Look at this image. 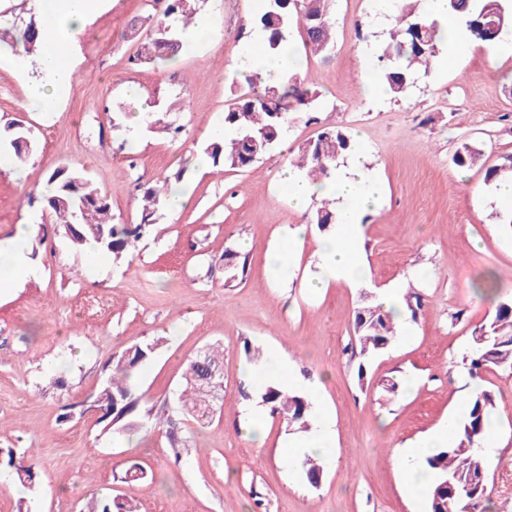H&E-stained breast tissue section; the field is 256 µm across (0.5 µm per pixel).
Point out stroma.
<instances>
[{
  "label": "stroma",
  "instance_id": "1",
  "mask_svg": "<svg viewBox=\"0 0 512 512\" xmlns=\"http://www.w3.org/2000/svg\"><path fill=\"white\" fill-rule=\"evenodd\" d=\"M262 0H205L201 18L212 30L198 47L162 67L134 65L137 43L127 27L150 14L148 0H112L77 39L76 81L49 112L23 101L31 74L0 66V127H31L36 148L24 166L0 170V239L35 216L24 244L35 274L0 294V448L31 449L40 474L36 495L0 468V512H17L35 497L42 512H80L112 493L138 512H421L400 480L394 451L444 423L474 389L496 396V447L487 453L492 487L488 512H512V370L473 378L463 360L476 326L512 298V203L499 201L485 167L512 161V50L473 44L448 71L431 75L406 96L365 95L364 48L383 46L397 5L384 0H334V45L328 56L299 54L293 68L303 86L321 92L314 123L294 121L284 139L249 169L199 170L188 158L209 141L239 94L247 92L242 49ZM143 90L154 111L183 131L179 137L131 130L136 112L123 93ZM350 131L364 166L384 183L366 215L364 248L370 283L308 289L321 272L323 235L286 199L285 172L304 142L326 128ZM464 143L484 154V168L453 162ZM90 177L108 193L115 221L136 224L148 183L182 172L189 207L165 208L149 236L116 261L103 258L101 281L82 277V252L63 236L55 215L29 205L55 167ZM305 225L293 239L296 225ZM291 241L290 269L277 274L274 250ZM248 257L244 280H229L224 253ZM498 280L497 299L473 284L485 272ZM413 283L422 307L409 333L385 353L362 359L352 316L377 301L390 283ZM161 340L140 369L145 406L172 415L188 441L174 455L165 427L145 421L130 436L102 433L96 413L63 419L64 408L95 392L104 365L130 343ZM224 346V404L209 424H184L181 374L205 347ZM287 355L304 381H321L336 420L324 473L311 486L301 457L286 455L296 434L268 416L263 442L238 425L242 406L261 403L264 386L248 349ZM399 381L397 395L384 380ZM138 465L143 480L121 475Z\"/></svg>",
  "mask_w": 512,
  "mask_h": 512
}]
</instances>
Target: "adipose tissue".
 I'll use <instances>...</instances> for the list:
<instances>
[{
    "mask_svg": "<svg viewBox=\"0 0 512 512\" xmlns=\"http://www.w3.org/2000/svg\"><path fill=\"white\" fill-rule=\"evenodd\" d=\"M40 53L37 57L14 56L15 65L24 70L43 73L40 81L27 88V109L49 111L53 104L73 85L77 61L71 53L76 36L105 9L106 0H41ZM428 11L439 23V36L447 48L446 56L437 58L435 68H444L465 51L468 44L457 16L448 14L446 0H428ZM288 202L296 210H305L315 199L334 200L339 215L332 237L322 240L318 250L323 257L324 273L316 280L319 288L336 281L349 286L369 282L371 268L361 247L363 221L368 209L375 205L381 182L376 175L365 173L359 163L343 167L333 180L310 183L286 174ZM34 223L18 225L14 236L0 240V290L17 286L28 279L31 269L22 255L21 241L32 236ZM335 420L323 403L315 405V422L302 439L289 442V453L311 454L324 449L335 436Z\"/></svg>",
    "mask_w": 512,
    "mask_h": 512,
    "instance_id": "adipose-tissue-1",
    "label": "adipose tissue"
}]
</instances>
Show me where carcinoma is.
<instances>
[{
    "mask_svg": "<svg viewBox=\"0 0 512 512\" xmlns=\"http://www.w3.org/2000/svg\"><path fill=\"white\" fill-rule=\"evenodd\" d=\"M200 0H150L158 12V20L149 33L142 35L131 28L130 37L138 42L133 62L165 64L184 49L181 34L196 19ZM327 0H265V7L254 19V27L266 36L267 51L277 57L288 53L293 22L303 25L302 49L310 54H323L331 46L332 22ZM448 13L459 16L465 34L471 42H489L487 30L480 22L512 28V0H447ZM16 44L34 54L38 51L39 25L30 20L19 31ZM442 43L438 24L425 17L422 7L400 9L396 30L390 41L377 53L376 67L387 90L394 96L405 95L419 79L428 76L432 61L439 56ZM320 94L301 86L291 69H283L280 77L255 72L250 78V91L239 95L233 107L224 112V129L228 135L214 138L203 148V153L214 167L245 170L258 162L281 140L289 129V114L308 112ZM143 126L150 130H173L179 127L165 121L158 112L143 115ZM9 145L18 160L29 157L34 149L32 130L11 122L0 128V143ZM354 148L352 136L343 129H326L315 139L298 149L293 167L302 179L330 180L345 163ZM482 152L464 143L455 153V164L460 168L477 164ZM179 170L146 188L142 195L141 221L138 224L113 222L108 194L101 192L83 173L65 165L49 174L53 192L39 195L42 208L55 214L60 228L68 235L72 247L82 251L89 244L102 253L119 260L131 252L138 241L155 223L156 215L165 206L169 187L181 181ZM338 221L334 203L321 200L311 214L310 223L323 232L332 231ZM224 263L231 265V280L247 273V257L236 251L224 253ZM353 331L359 352L364 357L379 355L395 341V322L375 303L359 306L353 314ZM473 350L469 372L477 377L494 368L512 369V300L497 306L494 316L481 324L472 334ZM159 342L136 341L112 355L104 369V377L92 394L91 407L100 411L98 422L104 430L117 437L142 427L152 411L144 410V394L137 380L139 368L149 361ZM183 390L179 398L182 412L197 424L213 420L217 414L214 391H224V349L219 345L208 347L202 358L190 361L182 374ZM262 402L270 413L283 418L296 432L310 429L312 403L303 393L288 392L269 384ZM495 393L489 387L478 390L469 400L464 417L457 422L455 437L448 447L429 455L427 469L433 474L426 512H451L458 501L472 504L476 512H486L487 484L479 483L487 475L482 441L490 429L495 412ZM0 460L13 469L16 480L34 490L38 486V472L25 454L11 448H0ZM303 468L309 484L318 486L322 477L321 461L308 457ZM448 487H443V484ZM88 512H136V504L120 497L92 501Z\"/></svg>",
    "mask_w": 512,
    "mask_h": 512,
    "instance_id": "obj_1",
    "label": "carcinoma"
}]
</instances>
